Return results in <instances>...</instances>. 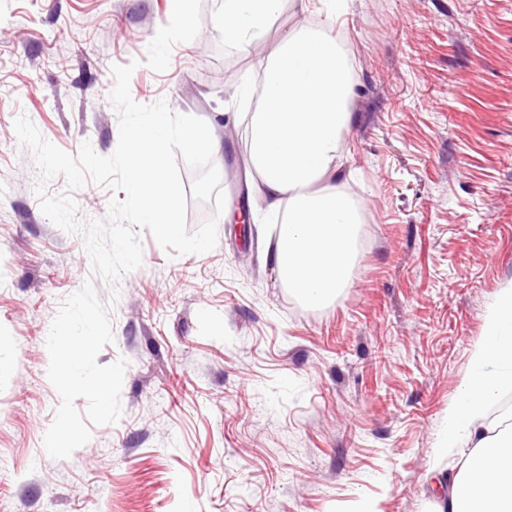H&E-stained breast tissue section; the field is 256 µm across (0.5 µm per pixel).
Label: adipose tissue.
Returning a JSON list of instances; mask_svg holds the SVG:
<instances>
[{
	"label": "adipose tissue",
	"instance_id": "ef3b65f1",
	"mask_svg": "<svg viewBox=\"0 0 512 512\" xmlns=\"http://www.w3.org/2000/svg\"><path fill=\"white\" fill-rule=\"evenodd\" d=\"M277 0H222L226 42L269 24ZM357 76L334 39L301 32L264 67L262 93L249 118V159L277 225L271 261L282 282L320 306L348 287L361 224L358 208L334 177L344 159L341 133L351 120ZM512 387V284L500 289L471 355L464 386L448 408L441 455L469 445L442 512H512V427L483 420L498 392Z\"/></svg>",
	"mask_w": 512,
	"mask_h": 512
}]
</instances>
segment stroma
Listing matches in <instances>:
<instances>
[{
	"mask_svg": "<svg viewBox=\"0 0 512 512\" xmlns=\"http://www.w3.org/2000/svg\"><path fill=\"white\" fill-rule=\"evenodd\" d=\"M220 12L0 0V512H433L465 454L438 455L448 407L512 283V0H278L245 49ZM303 30L357 72L337 180L360 202L358 255L319 309L266 258L280 218L246 166L254 106L238 97ZM132 61L136 102L207 122L226 202H187L189 230L217 217L213 250L172 258L142 230V266L113 286L42 214L14 121L111 155L112 68ZM89 279L112 305L97 362H128L123 412L56 460L46 339Z\"/></svg>",
	"mask_w": 512,
	"mask_h": 512,
	"instance_id": "stroma-1",
	"label": "stroma"
}]
</instances>
